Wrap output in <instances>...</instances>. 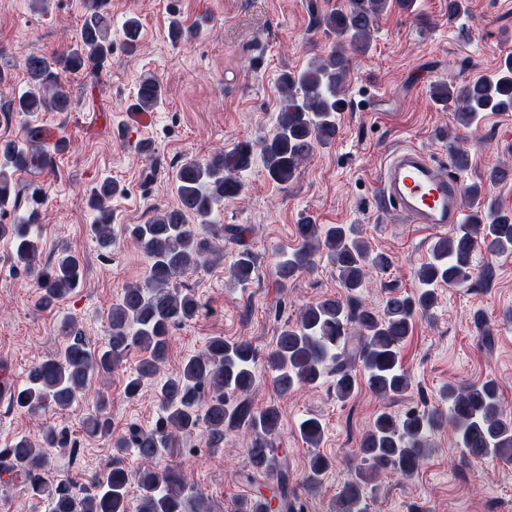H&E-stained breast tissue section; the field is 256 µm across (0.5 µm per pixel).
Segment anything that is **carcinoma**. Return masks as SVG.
I'll list each match as a JSON object with an SVG mask.
<instances>
[{
	"instance_id": "carcinoma-1",
	"label": "carcinoma",
	"mask_w": 512,
	"mask_h": 512,
	"mask_svg": "<svg viewBox=\"0 0 512 512\" xmlns=\"http://www.w3.org/2000/svg\"><path fill=\"white\" fill-rule=\"evenodd\" d=\"M390 0H347L317 23L336 36L331 52L296 72L282 73L279 86L282 108L275 132L258 141L244 140L232 150L202 161L186 157L173 171L178 198L175 207L158 212L145 224L127 227L148 260L146 279L124 288L119 303L112 306L106 327L107 342L89 346L74 319L61 321L59 331L67 343L59 354L47 358L27 373V380L10 399V408L35 413L52 406L70 408L89 389L93 378L112 373L130 351L143 354L126 394L135 395L142 384L153 380L168 355L172 330L198 316L201 309L192 288H179L175 278L196 267L206 255L218 250L211 240L224 239V225L213 217L226 202L243 190L238 174L251 169L260 156L269 177L277 183L293 181L316 147H327L338 134L336 115L345 106L344 88L349 73L346 50L365 52L379 16ZM107 0H90L79 42L68 52L53 56L33 54L24 68L28 87L12 103L16 111L32 115L46 109L66 114L72 109L62 78L79 71L96 77L112 61V19ZM431 95L439 103L453 102V122L465 130L477 127L485 112L512 111V56L504 59L492 75L462 83H438ZM164 98L162 83L143 78L137 88L135 109L148 112ZM43 135L32 127L23 141L0 142V206L23 204L15 224H0V238L11 239L16 264L35 275L38 307L51 309L80 287L83 268L79 257L63 249L52 255L39 250L33 227L39 223L38 206L43 191L19 184L16 175L32 168L51 169L53 159L42 144ZM120 186L107 178L93 189L88 207L93 212L92 232L103 251L112 248L116 234L108 201ZM469 213L432 249L429 262L417 273L419 288L412 294L389 292L382 312L377 313L358 297L366 268L385 271L391 260L385 253L371 254L358 224H315L302 219L296 225L297 247L279 262L281 286L311 270L314 257L325 254L338 271L345 298H324L305 306L298 318L284 323L275 347L267 356L270 381L279 394L296 385H312L334 377L332 391L340 401L349 399L364 380L379 398H394L409 389V377L400 361V348L409 335L415 316L436 304L435 287H460L477 277L485 282L494 276L490 266L474 272L472 258L480 246L496 255L512 254V211L505 210L480 182L463 188ZM199 221L202 229L188 224ZM255 258L249 249L237 254L231 277L244 285L251 281ZM256 349L245 339L212 338L206 348L184 360L173 373L157 383L161 415L154 428H132L129 437L113 447L133 448L139 456L154 460L176 447L185 433L204 429L210 448L224 444V433L245 430L251 434L246 448L244 479L253 484L276 476V484L255 490L232 503L230 512H307L309 499L323 486L334 460L313 455L302 481L303 493L288 496L284 472L274 474L275 437L280 432L278 408H255L245 395L255 383ZM448 409L411 408L400 416L383 412L363 435L357 448L360 463L336 498V512H366V485L373 475L390 471L409 477L429 455L431 431L452 427L460 447L475 460L512 461V412L502 405L492 380L479 385L448 386L443 393ZM104 396L97 397L95 414L84 426L88 437L108 439L112 421ZM299 434L311 447H318L323 425L305 418ZM79 447V440L65 428L50 427L39 443L25 437L0 451V472L15 481L33 498L47 497L49 512H209L205 497L190 489L174 466L162 473L144 470L135 475L112 463L103 477L79 481H49V448ZM136 484L139 495L132 500L128 488Z\"/></svg>"
}]
</instances>
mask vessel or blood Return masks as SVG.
<instances>
[{
	"label": "vessel or blood",
	"instance_id": "b4317fda",
	"mask_svg": "<svg viewBox=\"0 0 512 512\" xmlns=\"http://www.w3.org/2000/svg\"><path fill=\"white\" fill-rule=\"evenodd\" d=\"M379 194L386 210L438 232H448L466 212L459 177L444 174L424 151L411 145L397 149L384 162Z\"/></svg>",
	"mask_w": 512,
	"mask_h": 512
}]
</instances>
